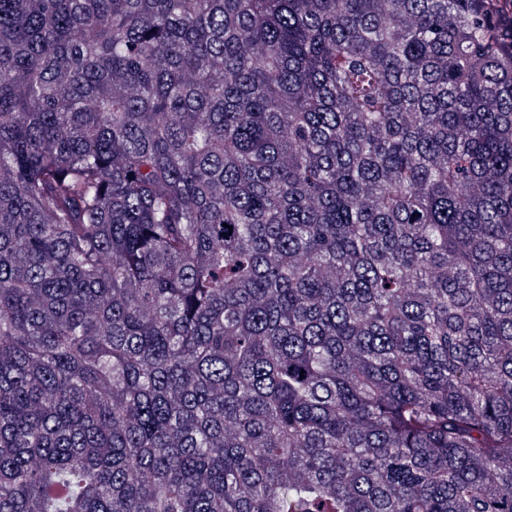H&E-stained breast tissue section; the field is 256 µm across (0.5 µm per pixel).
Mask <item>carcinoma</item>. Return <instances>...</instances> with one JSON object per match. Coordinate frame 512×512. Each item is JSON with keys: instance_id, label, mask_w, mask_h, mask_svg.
<instances>
[{"instance_id": "1", "label": "carcinoma", "mask_w": 512, "mask_h": 512, "mask_svg": "<svg viewBox=\"0 0 512 512\" xmlns=\"http://www.w3.org/2000/svg\"><path fill=\"white\" fill-rule=\"evenodd\" d=\"M512 0H0V512H512Z\"/></svg>"}]
</instances>
